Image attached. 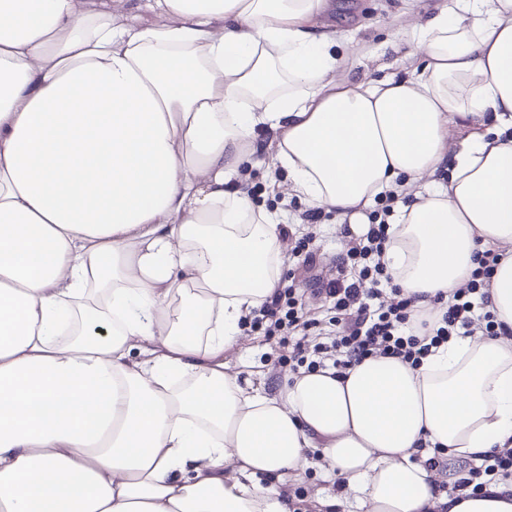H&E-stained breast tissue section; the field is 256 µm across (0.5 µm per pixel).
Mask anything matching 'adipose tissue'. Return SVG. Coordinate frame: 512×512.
I'll use <instances>...</instances> for the list:
<instances>
[{
	"mask_svg": "<svg viewBox=\"0 0 512 512\" xmlns=\"http://www.w3.org/2000/svg\"><path fill=\"white\" fill-rule=\"evenodd\" d=\"M0 0V512H290L324 469L360 512H512V336L282 384L224 362L277 288L283 213L237 187L271 133L289 195L440 319L479 255L512 329V0H440L339 52L326 0ZM406 43L407 77L368 78ZM438 459L428 466V456ZM479 466H470L467 469V477L462 478L455 489L459 487L472 486L473 494L481 492L483 488L491 481L494 476L501 475L503 478L512 476V448L503 450H494L491 454L485 455L480 459ZM489 480H481L483 477H490ZM479 480V481H478Z\"/></svg>",
	"mask_w": 512,
	"mask_h": 512,
	"instance_id": "1",
	"label": "adipose tissue"
}]
</instances>
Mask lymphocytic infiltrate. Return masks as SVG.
<instances>
[{
  "mask_svg": "<svg viewBox=\"0 0 512 512\" xmlns=\"http://www.w3.org/2000/svg\"><path fill=\"white\" fill-rule=\"evenodd\" d=\"M393 198H386L381 211L372 212L368 232L350 242L341 265L351 268L352 276L330 280L313 276L317 294L330 298L336 314L326 328L317 320L305 318L303 295L293 286H278L259 310L246 316L245 328L264 336H308L318 330L321 339L312 350L296 345L293 358L298 366L314 371L326 366L345 369L375 356L401 358L418 366L431 347L452 336L482 332L489 336L507 334L487 311L484 290L500 256L484 251L471 279L455 292L448 308L433 328L423 331L413 318L412 301L391 285V276L382 261L388 240L386 223L393 209ZM512 476V448L496 450L484 456L480 465L467 469L461 486L481 492L490 476Z\"/></svg>",
  "mask_w": 512,
  "mask_h": 512,
  "instance_id": "obj_1",
  "label": "lymphocytic infiltrate"
}]
</instances>
